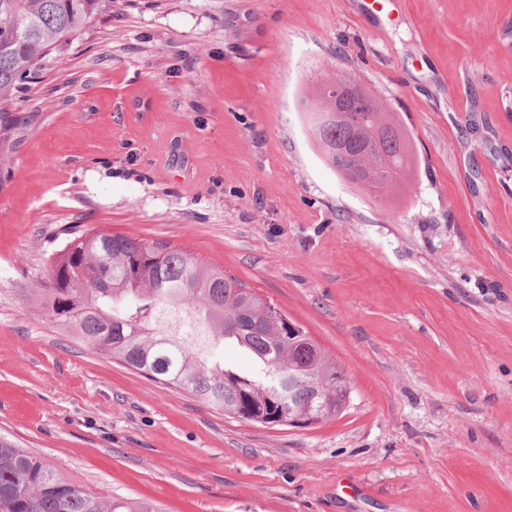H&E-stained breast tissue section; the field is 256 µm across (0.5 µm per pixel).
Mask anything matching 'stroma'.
Here are the masks:
<instances>
[{
  "mask_svg": "<svg viewBox=\"0 0 512 512\" xmlns=\"http://www.w3.org/2000/svg\"><path fill=\"white\" fill-rule=\"evenodd\" d=\"M351 72L406 127L376 198L300 109ZM0 140V432L164 512H512V0H112ZM164 241L299 323L341 413L247 423L48 321L75 231Z\"/></svg>",
  "mask_w": 512,
  "mask_h": 512,
  "instance_id": "stroma-1",
  "label": "stroma"
}]
</instances>
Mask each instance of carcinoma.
I'll use <instances>...</instances> for the list:
<instances>
[{
	"mask_svg": "<svg viewBox=\"0 0 512 512\" xmlns=\"http://www.w3.org/2000/svg\"><path fill=\"white\" fill-rule=\"evenodd\" d=\"M112 0H0V133L12 129L6 105L41 60L70 44ZM320 99L357 120L339 124L307 113L325 160L347 181L349 163L387 190L415 167L406 129L364 88L335 103L316 86L304 100ZM50 322L148 380L187 391L218 411L255 407L271 411L270 373L288 376L309 366L315 385L296 388L292 404L315 412L318 386L336 387L340 368L304 328L288 337L277 307L222 268L202 264L162 242L91 231L69 240L40 285ZM240 348L248 370L224 362V346ZM0 512H156L151 504L103 498L0 435Z\"/></svg>",
	"mask_w": 512,
	"mask_h": 512,
	"instance_id": "obj_1",
	"label": "carcinoma"
}]
</instances>
